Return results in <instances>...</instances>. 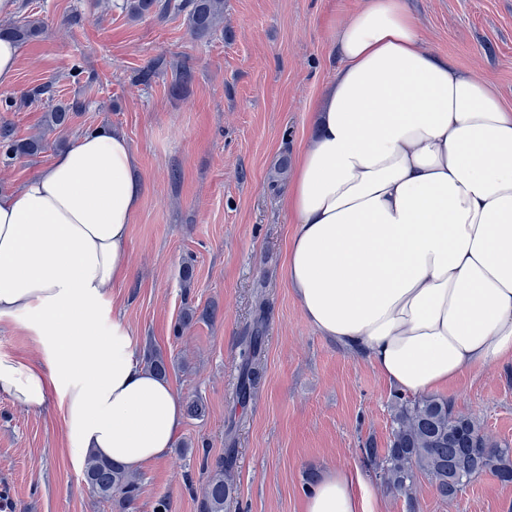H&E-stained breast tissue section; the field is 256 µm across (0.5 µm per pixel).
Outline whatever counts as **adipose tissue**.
Returning a JSON list of instances; mask_svg holds the SVG:
<instances>
[{
  "label": "adipose tissue",
  "mask_w": 512,
  "mask_h": 512,
  "mask_svg": "<svg viewBox=\"0 0 512 512\" xmlns=\"http://www.w3.org/2000/svg\"><path fill=\"white\" fill-rule=\"evenodd\" d=\"M331 39L340 65L285 201L305 318L414 394L512 362V108L426 47L408 0H362ZM136 167L125 135L97 129L0 191V322L42 353L0 357V393L57 403L72 457L131 471L167 455L184 415L109 309L130 272ZM357 480L328 471L304 512H373Z\"/></svg>",
  "instance_id": "adipose-tissue-1"
}]
</instances>
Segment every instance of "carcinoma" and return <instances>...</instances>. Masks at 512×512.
Returning <instances> with one entry per match:
<instances>
[{
    "mask_svg": "<svg viewBox=\"0 0 512 512\" xmlns=\"http://www.w3.org/2000/svg\"><path fill=\"white\" fill-rule=\"evenodd\" d=\"M188 7L191 33L203 38L211 35L224 19V0H184ZM171 0H124L123 7L132 18H141L153 10L164 11ZM41 24L28 21L23 25L0 27V37L25 42L39 36ZM77 104H57L45 115L47 127L64 130L69 127ZM47 146L41 137L17 140L11 130L0 128V154L35 155ZM263 344L261 323H256L254 336L240 353L241 367L237 396L251 397L261 377L259 362ZM391 437L388 447L379 450L369 443L363 448L366 460L389 491L410 497L425 476L444 498L453 499L475 479L490 474L501 483H512V446L491 439L472 415L458 412L445 398L421 396L398 398L391 406ZM236 449H225V455L206 464L207 477L200 501L201 512H224V500L230 488L224 472L232 468ZM83 478L91 493L126 512L139 492L137 475L123 466L100 457L86 455Z\"/></svg>",
    "mask_w": 512,
    "mask_h": 512,
    "instance_id": "obj_1",
    "label": "carcinoma"
}]
</instances>
